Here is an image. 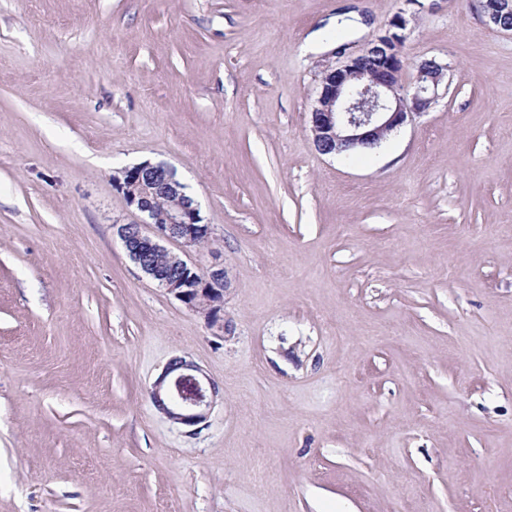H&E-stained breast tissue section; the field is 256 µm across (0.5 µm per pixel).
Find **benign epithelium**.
<instances>
[{
  "instance_id": "obj_1",
  "label": "benign epithelium",
  "mask_w": 512,
  "mask_h": 512,
  "mask_svg": "<svg viewBox=\"0 0 512 512\" xmlns=\"http://www.w3.org/2000/svg\"><path fill=\"white\" fill-rule=\"evenodd\" d=\"M512 0H484L482 16L487 26L512 32L501 21L502 10ZM409 20L401 10L388 22L384 33L339 67L322 72L318 98L309 125L316 150L323 155L349 156L378 147L392 132L426 113L439 97L448 78V65L423 59L409 84L402 82V46ZM116 183L127 205L142 215L131 224L117 225V234L130 259L148 278L189 309L204 311L210 325L224 333L228 325L219 316L224 309V267L204 272L169 251L165 241L194 247L209 237L195 201L184 191L174 172L150 162L126 170ZM168 204L155 206L157 197ZM216 394L198 376L195 365L176 360L151 391L158 407L174 421L196 426L206 419Z\"/></svg>"
}]
</instances>
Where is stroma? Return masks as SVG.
<instances>
[{"instance_id":"35a3bbf8","label":"stroma","mask_w":512,"mask_h":512,"mask_svg":"<svg viewBox=\"0 0 512 512\" xmlns=\"http://www.w3.org/2000/svg\"><path fill=\"white\" fill-rule=\"evenodd\" d=\"M448 92L354 161L308 114L399 11ZM328 30L322 45L307 41ZM175 171L219 333L115 187ZM197 430L150 391L175 358ZM0 512H512V33L479 0H0ZM195 365L175 360L166 369L151 391L158 407L174 421L187 426H196L206 419L216 394L214 386H208L196 374Z\"/></svg>"}]
</instances>
